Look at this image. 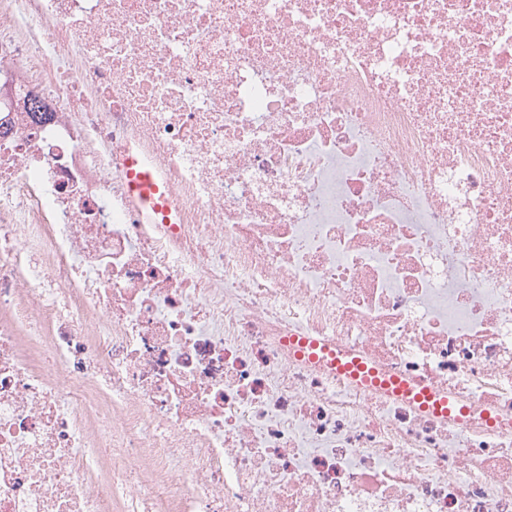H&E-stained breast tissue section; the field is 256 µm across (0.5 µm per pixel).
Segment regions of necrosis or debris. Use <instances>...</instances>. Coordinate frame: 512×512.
Here are the masks:
<instances>
[{"label": "necrosis or debris", "mask_w": 512, "mask_h": 512, "mask_svg": "<svg viewBox=\"0 0 512 512\" xmlns=\"http://www.w3.org/2000/svg\"><path fill=\"white\" fill-rule=\"evenodd\" d=\"M0 512H512V0H0ZM126 188L130 201L145 214L149 215L151 210L156 209L155 195L158 193V184L152 169L141 166L137 172L132 170Z\"/></svg>", "instance_id": "obj_1"}]
</instances>
